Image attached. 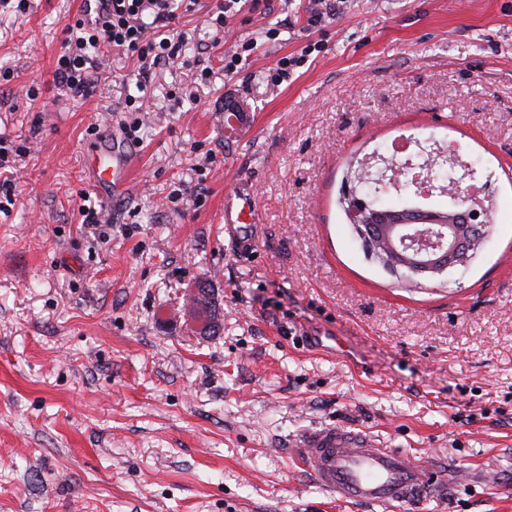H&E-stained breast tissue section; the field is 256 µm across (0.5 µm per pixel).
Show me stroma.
I'll use <instances>...</instances> for the list:
<instances>
[{
  "label": "stroma",
  "mask_w": 512,
  "mask_h": 512,
  "mask_svg": "<svg viewBox=\"0 0 512 512\" xmlns=\"http://www.w3.org/2000/svg\"><path fill=\"white\" fill-rule=\"evenodd\" d=\"M28 2L0 5V138L21 148L0 190V512H385L296 462L331 427L461 472L424 512H512V0H346L315 27L309 0H269L226 35L199 0L166 27L186 64L141 92L113 51L82 98L54 75L80 0ZM108 134L136 158L115 203L85 166ZM402 135L459 144L497 204L445 285L367 261L337 204ZM239 191L258 223H225ZM199 279L215 336L183 315ZM198 286L201 288V291L205 294L206 288L208 289L209 295L203 296V297H197L194 298L193 301L196 303V305L199 307V312L201 310L204 311V313L207 316L208 324L200 330V333L202 334H215L220 331L221 329V323H220V316L219 309L217 307L216 301H214L213 297V287L209 280H198Z\"/></svg>",
  "instance_id": "35a3bbf8"
}]
</instances>
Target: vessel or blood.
<instances>
[{"label":"vessel or blood","instance_id":"1","mask_svg":"<svg viewBox=\"0 0 512 512\" xmlns=\"http://www.w3.org/2000/svg\"><path fill=\"white\" fill-rule=\"evenodd\" d=\"M132 165V156L106 141L87 157L92 186L109 198L123 190ZM293 453L328 491L389 512H416L431 501L446 500L460 478L459 472L377 447L370 436L342 428L304 436Z\"/></svg>","mask_w":512,"mask_h":512}]
</instances>
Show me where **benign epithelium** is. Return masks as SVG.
Wrapping results in <instances>:
<instances>
[{
    "instance_id": "benign-epithelium-1",
    "label": "benign epithelium",
    "mask_w": 512,
    "mask_h": 512,
    "mask_svg": "<svg viewBox=\"0 0 512 512\" xmlns=\"http://www.w3.org/2000/svg\"><path fill=\"white\" fill-rule=\"evenodd\" d=\"M461 202L455 212L443 217L436 211L421 208H405L398 211H376L372 223H364L365 207H351V217L361 224V236L367 240L379 238L386 242L391 261L386 270H406L410 278L433 277L449 269L464 267L483 243L485 235L481 225L471 222L479 214L481 202L460 194V185L451 192ZM442 223L446 233L432 243L421 236V232H409L419 223Z\"/></svg>"
}]
</instances>
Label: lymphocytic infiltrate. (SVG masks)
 Segmentation results:
<instances>
[{"mask_svg":"<svg viewBox=\"0 0 512 512\" xmlns=\"http://www.w3.org/2000/svg\"><path fill=\"white\" fill-rule=\"evenodd\" d=\"M177 0H103L94 17L76 19L68 25L69 38L56 63L55 76L72 94L81 96L98 80L101 48L137 54L140 79L144 88L149 71L159 65L182 62L183 37L148 38L152 28H161L174 16Z\"/></svg>","mask_w":512,"mask_h":512,"instance_id":"obj_1","label":"lymphocytic infiltrate"}]
</instances>
